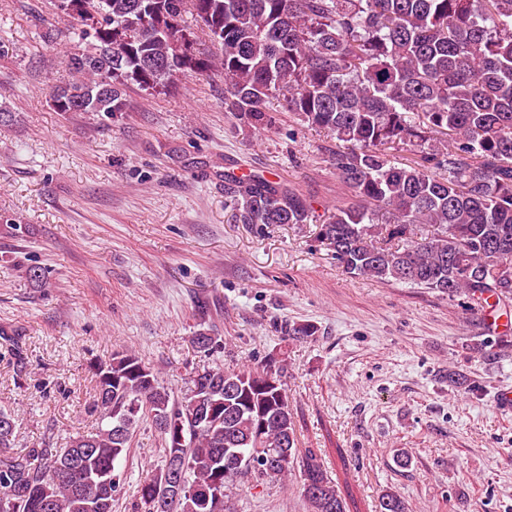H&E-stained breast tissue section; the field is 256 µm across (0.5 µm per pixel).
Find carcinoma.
<instances>
[{
    "label": "carcinoma",
    "mask_w": 512,
    "mask_h": 512,
    "mask_svg": "<svg viewBox=\"0 0 512 512\" xmlns=\"http://www.w3.org/2000/svg\"><path fill=\"white\" fill-rule=\"evenodd\" d=\"M54 8L75 23L63 52L70 77L56 111L113 115L127 91L164 93L192 72L224 80V110L244 128L275 123L271 100L339 145L330 157L348 199L317 239L349 274L465 297L512 299V0H78ZM191 16L195 25L188 24ZM220 46L197 48V31ZM415 148L409 163L388 150ZM239 224H308L299 189L253 174L225 175ZM385 211L372 222L371 208ZM428 227L424 234L420 228ZM97 428L64 448H14L0 411V512H112L116 466L153 428L181 451L186 483L171 512H230L229 492L299 460L308 512H350L317 453L297 456L288 389L274 360L207 365L176 398L132 351L93 369ZM83 467L62 473L67 456ZM378 512H408L386 490Z\"/></svg>",
    "instance_id": "1"
}]
</instances>
